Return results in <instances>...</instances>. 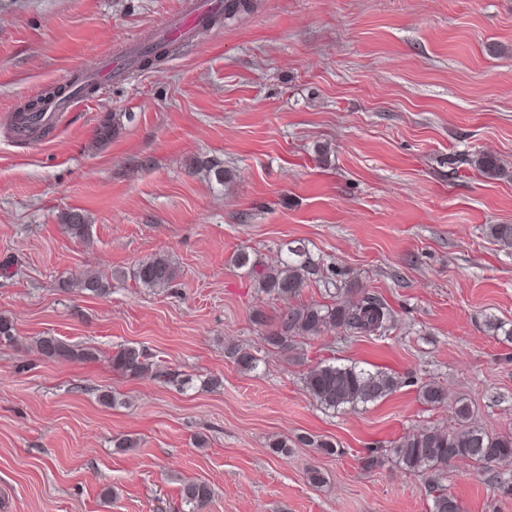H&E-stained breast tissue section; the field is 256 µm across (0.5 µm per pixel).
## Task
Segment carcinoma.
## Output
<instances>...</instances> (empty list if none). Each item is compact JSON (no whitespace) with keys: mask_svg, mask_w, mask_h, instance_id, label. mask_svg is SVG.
<instances>
[{"mask_svg":"<svg viewBox=\"0 0 512 512\" xmlns=\"http://www.w3.org/2000/svg\"><path fill=\"white\" fill-rule=\"evenodd\" d=\"M254 7V0H224V18L229 19ZM475 168L486 179L501 175L502 167L492 155L479 153L472 160ZM90 224L79 211H70L64 218V228L71 238L86 242L90 238ZM487 234L493 242L512 249V224H490ZM235 264L247 270L259 288L267 294L293 299L312 281L322 278L320 262L302 245L289 244L281 248V257L272 266L256 268L250 255L242 251ZM178 276V268L165 253H155L141 261L133 270L134 280L144 288H169ZM82 293L104 295L109 282L95 272H87L75 281L66 283ZM395 314L382 299L362 294L355 300L333 303L291 305L282 311L264 341L277 348L288 349L297 337H312L324 331L336 330L349 336H385L392 330ZM39 353L48 359L89 361L97 357L96 349L69 344L62 339L45 335L36 340ZM231 355L245 372L258 369L260 359L251 351L236 348ZM114 370L129 377L140 378L152 369L147 354L139 346L126 345L112 353ZM304 386L311 398L322 408L338 411L360 404L376 403L392 394L401 384V377L383 371L361 368L356 364H337L322 361L304 377ZM420 400L431 407L448 401L444 388L434 381L420 387ZM456 426L443 430L436 425L415 428L401 435L387 448H368L362 457L363 467L372 470L387 460L394 461L407 472L435 476L429 487V512H462L461 504L448 493L441 482L448 467L459 460H468L483 468L491 467L512 457V434H489L473 423V409L463 400L455 402ZM212 498V488L205 481H190L183 485L181 500L189 512H202Z\"/></svg>","mask_w":512,"mask_h":512,"instance_id":"1","label":"carcinoma"}]
</instances>
